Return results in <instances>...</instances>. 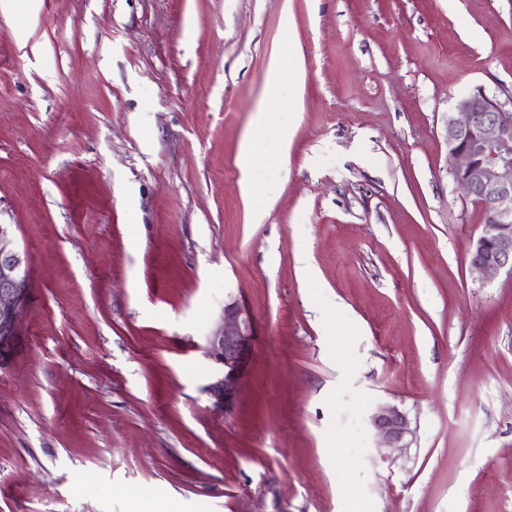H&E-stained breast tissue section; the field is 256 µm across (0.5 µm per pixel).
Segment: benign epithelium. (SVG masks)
<instances>
[{
    "label": "benign epithelium",
    "instance_id": "obj_1",
    "mask_svg": "<svg viewBox=\"0 0 512 512\" xmlns=\"http://www.w3.org/2000/svg\"><path fill=\"white\" fill-rule=\"evenodd\" d=\"M457 116L448 117V153L454 159L453 182L467 198L486 208L488 223L471 252V266L484 278L512 272V101L478 89L460 98ZM32 258L20 251L11 225L0 224V363L13 356L22 316L31 299ZM248 325L233 302L224 321L207 337V356L221 374L205 388L213 409L232 407L248 363ZM370 424L387 448L408 449L413 431L394 405L379 407Z\"/></svg>",
    "mask_w": 512,
    "mask_h": 512
}]
</instances>
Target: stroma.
<instances>
[{"mask_svg":"<svg viewBox=\"0 0 512 512\" xmlns=\"http://www.w3.org/2000/svg\"><path fill=\"white\" fill-rule=\"evenodd\" d=\"M478 89L512 96V0H0V222L33 260L0 512H512V274L471 267L446 142ZM247 321L234 302L224 306V321L207 338L206 354L220 367L221 374L205 388L213 409L232 407L248 363ZM370 424L383 441V448H410L413 431L407 415L397 406H380L371 415Z\"/></svg>","mask_w":512,"mask_h":512,"instance_id":"obj_1","label":"stroma"}]
</instances>
